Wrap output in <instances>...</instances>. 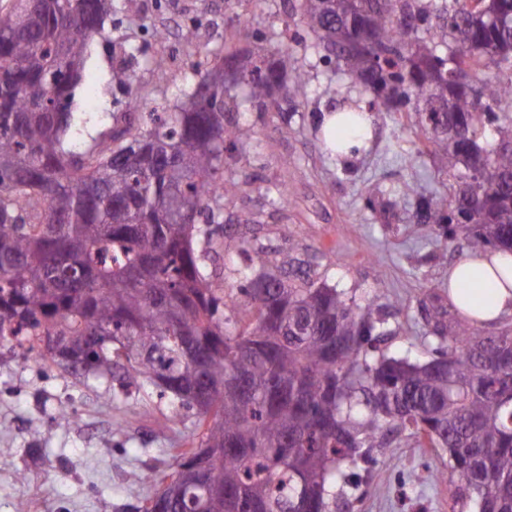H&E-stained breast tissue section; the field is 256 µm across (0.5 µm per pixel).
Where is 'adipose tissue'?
Returning a JSON list of instances; mask_svg holds the SVG:
<instances>
[{"label": "adipose tissue", "instance_id": "1", "mask_svg": "<svg viewBox=\"0 0 512 512\" xmlns=\"http://www.w3.org/2000/svg\"><path fill=\"white\" fill-rule=\"evenodd\" d=\"M372 113H365L362 126L345 124L340 112L322 118V144L331 157L345 162L371 132ZM448 300L461 318L486 325L512 315V253L501 250L469 252L448 271Z\"/></svg>", "mask_w": 512, "mask_h": 512}]
</instances>
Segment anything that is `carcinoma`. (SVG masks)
<instances>
[{
  "label": "carcinoma",
  "mask_w": 512,
  "mask_h": 512,
  "mask_svg": "<svg viewBox=\"0 0 512 512\" xmlns=\"http://www.w3.org/2000/svg\"><path fill=\"white\" fill-rule=\"evenodd\" d=\"M301 22L370 112L421 113L422 146L464 168L453 200L421 198L422 221L448 209V238L512 251V0H297ZM110 0H0V342L46 350L79 378L110 376L196 408L173 449L180 474L143 512H336L350 466L394 437L448 455L460 500L512 512V321L482 335L434 313L437 356L391 355L371 304L256 253L250 287H211L223 248L224 68L200 74L173 112L129 111L66 149L68 104ZM291 54L235 82L277 106L303 94ZM466 68L469 85L448 83ZM207 215L205 224L198 217Z\"/></svg>",
  "instance_id": "cac0c4a2"
}]
</instances>
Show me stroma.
Listing matches in <instances>:
<instances>
[{
    "instance_id": "stroma-1",
    "label": "stroma",
    "mask_w": 512,
    "mask_h": 512,
    "mask_svg": "<svg viewBox=\"0 0 512 512\" xmlns=\"http://www.w3.org/2000/svg\"><path fill=\"white\" fill-rule=\"evenodd\" d=\"M112 3L70 105L72 142L84 144L111 125L129 92L138 94L142 111L168 112L183 102L199 70L233 54L255 62L271 44L287 42L309 77L296 107L262 109L234 83L224 85L225 127L251 128L259 146L224 148V178L237 190L224 201V252L207 263L212 285L247 287L248 260L238 250L249 240L273 265L299 258L315 282L374 303L391 330L383 343L389 353L430 359L429 311L447 305L448 270L469 249L414 217L419 195L458 186L433 153L414 154L415 113H375L369 148L337 163L322 148L319 119L361 94L285 11L284 0ZM177 23L194 30V48L174 38L158 50L157 31ZM129 46L137 48L135 58H124ZM283 187L287 205L278 198ZM195 416L151 391L128 395L111 379H79L50 360H26L18 347L0 346V512H132L155 491L144 481L148 465L169 467V449L192 433ZM447 463L436 448L373 453L351 491L354 512H452L454 485L435 479Z\"/></svg>"
}]
</instances>
